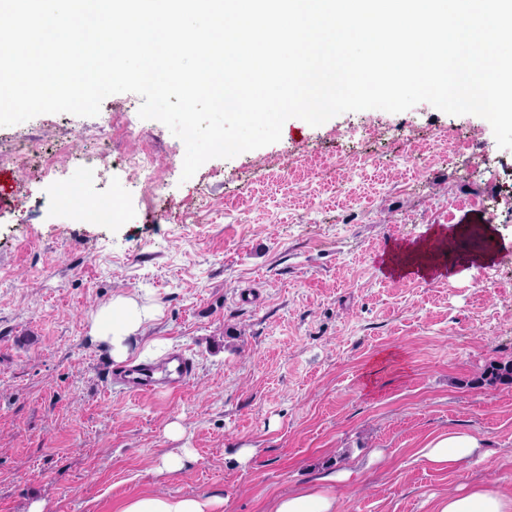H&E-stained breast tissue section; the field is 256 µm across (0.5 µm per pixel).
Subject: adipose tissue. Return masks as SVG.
Wrapping results in <instances>:
<instances>
[{"instance_id":"obj_1","label":"adipose tissue","mask_w":512,"mask_h":512,"mask_svg":"<svg viewBox=\"0 0 512 512\" xmlns=\"http://www.w3.org/2000/svg\"><path fill=\"white\" fill-rule=\"evenodd\" d=\"M444 229H436L426 241L403 246L387 255L384 266L396 274L415 272L430 275L438 270L437 247L447 241ZM158 314L155 307L141 304L132 296L120 297L98 308L89 316V334L94 342L107 348L114 361L144 359L159 351L161 342L139 343L138 336L145 324ZM478 442L473 436L457 431L440 434L423 448V458L432 464L449 466L459 462ZM224 500L215 495L169 497L146 494L125 500L118 512H223ZM439 512H512V498L490 488L477 487L467 493L449 497L439 506Z\"/></svg>"}]
</instances>
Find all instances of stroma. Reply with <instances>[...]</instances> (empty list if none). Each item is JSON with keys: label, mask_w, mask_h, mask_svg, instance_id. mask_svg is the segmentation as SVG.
Instances as JSON below:
<instances>
[{"label": "stroma", "mask_w": 512, "mask_h": 512, "mask_svg": "<svg viewBox=\"0 0 512 512\" xmlns=\"http://www.w3.org/2000/svg\"><path fill=\"white\" fill-rule=\"evenodd\" d=\"M141 103L113 94L93 117L0 127V512H116L142 493L271 512L331 472L336 512H438L478 486L511 497L512 386L476 380L512 361V223L499 183L448 143L456 129L512 159L490 123L426 102L317 127L291 118L278 142L185 181L183 142L141 119ZM143 151L162 161L165 198L124 162ZM52 162L61 177L44 175ZM63 186L120 212L76 221L57 203ZM438 227L454 244L440 275L383 272L393 246ZM133 294L162 308L144 340L193 359L184 388L105 389L112 360L87 317ZM390 348L397 365L367 385ZM448 431L477 448L429 464L421 449ZM185 448L195 462L157 473Z\"/></svg>", "instance_id": "1"}]
</instances>
